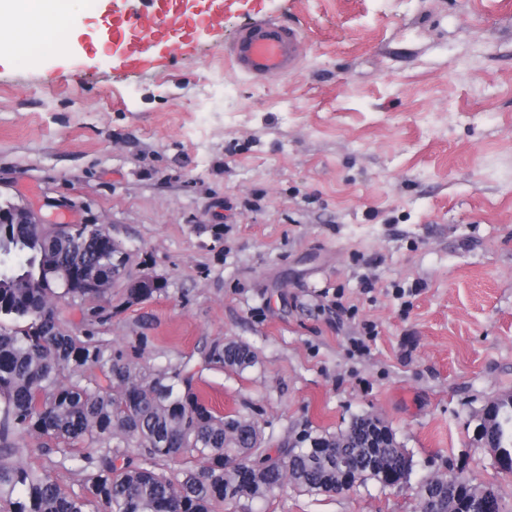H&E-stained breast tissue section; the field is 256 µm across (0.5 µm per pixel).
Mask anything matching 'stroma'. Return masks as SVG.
<instances>
[{
	"mask_svg": "<svg viewBox=\"0 0 512 512\" xmlns=\"http://www.w3.org/2000/svg\"><path fill=\"white\" fill-rule=\"evenodd\" d=\"M260 4L308 40L263 82L220 49L123 80L89 50L109 0H71L68 55L0 41V201L108 227L162 290H113L99 335L190 362L266 446L373 415L413 457L400 487L224 512H414L451 468L512 512V473L473 436L512 395V0H239L227 30ZM220 339L255 364L204 365Z\"/></svg>",
	"mask_w": 512,
	"mask_h": 512,
	"instance_id": "stroma-1",
	"label": "stroma"
}]
</instances>
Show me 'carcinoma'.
Returning <instances> with one entry per match:
<instances>
[{"label":"carcinoma","instance_id":"carcinoma-1","mask_svg":"<svg viewBox=\"0 0 512 512\" xmlns=\"http://www.w3.org/2000/svg\"><path fill=\"white\" fill-rule=\"evenodd\" d=\"M159 288H124L134 304ZM68 298L87 333L65 328L55 301ZM112 321V238L100 224H0V512H219L242 499L292 488L336 493L374 481L409 478L410 454L395 437H375L352 418L338 434L305 448H267L255 425L220 415L195 391L188 364L145 369L134 353L114 352L94 330ZM208 365L245 369L252 352L212 342ZM45 438L41 455L72 463L79 490L22 461L27 439ZM485 439L512 456V400L498 402ZM187 460L178 473L160 463ZM493 488L462 474L420 483L418 512H482Z\"/></svg>","mask_w":512,"mask_h":512}]
</instances>
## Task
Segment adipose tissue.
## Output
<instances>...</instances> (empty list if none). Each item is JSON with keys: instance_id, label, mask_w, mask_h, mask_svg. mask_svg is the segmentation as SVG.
Returning a JSON list of instances; mask_svg holds the SVG:
<instances>
[{"instance_id": "obj_1", "label": "adipose tissue", "mask_w": 512, "mask_h": 512, "mask_svg": "<svg viewBox=\"0 0 512 512\" xmlns=\"http://www.w3.org/2000/svg\"><path fill=\"white\" fill-rule=\"evenodd\" d=\"M69 11L68 0H0V19L5 22L0 32L19 43L26 55H41L49 48L42 30L44 23L51 20L57 27H65ZM25 13L33 19L29 28L8 27V20Z\"/></svg>"}]
</instances>
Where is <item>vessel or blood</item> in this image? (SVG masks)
<instances>
[{
    "label": "vessel or blood",
    "instance_id": "b4317fda",
    "mask_svg": "<svg viewBox=\"0 0 512 512\" xmlns=\"http://www.w3.org/2000/svg\"><path fill=\"white\" fill-rule=\"evenodd\" d=\"M225 7V0H211L207 9L191 12L182 9L180 0H115L112 35L122 49V75L133 78L152 71L154 47L174 35L184 39L179 53L191 54L190 41L198 33L222 32ZM306 51L302 31L274 12L251 19L224 43L225 61L258 81L292 73Z\"/></svg>",
    "mask_w": 512,
    "mask_h": 512
}]
</instances>
